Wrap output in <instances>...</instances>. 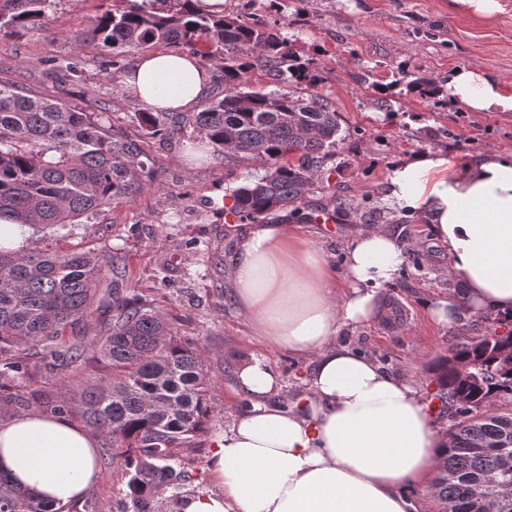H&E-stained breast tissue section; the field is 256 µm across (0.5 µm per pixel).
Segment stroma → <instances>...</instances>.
Wrapping results in <instances>:
<instances>
[{
    "label": "stroma",
    "mask_w": 512,
    "mask_h": 512,
    "mask_svg": "<svg viewBox=\"0 0 512 512\" xmlns=\"http://www.w3.org/2000/svg\"><path fill=\"white\" fill-rule=\"evenodd\" d=\"M102 2L57 0L48 30L0 38V68L16 86L50 94L56 84L48 75L49 60L63 65L81 58L83 76L72 89L75 97L108 104L112 123L134 137L145 106L106 81L111 53L75 46ZM224 13L288 23L294 50L314 62L320 76L316 91L340 116L341 142L327 164L329 179L315 183L304 200L313 218L303 229L329 264L341 267L346 244L362 223L344 216L333 199L366 194L370 207H389L385 228L405 256L398 276L383 290L385 314L370 326L343 328L338 340L373 357L388 373L416 380L440 425H447L448 413L433 397V365L462 338L490 335L497 322L469 312L457 313L451 326L429 320L426 305L459 295L464 283L452 273L446 250L431 239L428 224L393 205L390 178L395 166L417 154H441L462 165L492 146L512 151V112H468L446 103L443 95L450 73L470 62L512 89V4L490 22L450 14L446 0H307L303 5L298 0H224ZM420 77L434 81L440 94L426 97L409 89V82ZM381 95L388 101L384 110L376 105ZM193 116L190 110L175 113L169 136L146 142L161 168L152 188L84 223L30 231L28 242L32 249L87 252L101 261L122 256L136 297L162 311L178 338L202 350L214 379V416L207 433L174 448L190 480L183 488L160 491L162 502L207 485L215 436L231 412L248 404L235 393L236 370L244 359L264 351L292 402L307 395L312 370L311 363L259 348L231 293L228 258L244 226L225 222L224 194L265 170L213 151L191 161L190 152L200 145ZM111 379V368L90 356L63 366L32 358L26 371L7 384L25 396L64 389L77 396L86 385ZM126 481L122 469L102 465L99 480L70 504V512H129Z\"/></svg>",
    "instance_id": "stroma-1"
}]
</instances>
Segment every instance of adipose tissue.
I'll use <instances>...</instances> for the list:
<instances>
[{
	"label": "adipose tissue",
	"instance_id": "adipose-tissue-1",
	"mask_svg": "<svg viewBox=\"0 0 512 512\" xmlns=\"http://www.w3.org/2000/svg\"><path fill=\"white\" fill-rule=\"evenodd\" d=\"M209 71L198 56L150 52L120 80L154 112L184 111L201 99ZM453 105L512 112V92L478 64L448 80ZM390 196L422 216L464 284L427 304L447 324L465 309L512 314V152L488 149L466 165L437 154L397 165ZM403 264L386 230L350 238L336 273L298 224H253L229 257L232 295L256 339L313 364L303 403L270 404L284 385L266 357L239 365L237 392L249 401L214 439L208 485L178 512H427L418 489L435 477L448 433L411 379L385 372L338 342L342 327L375 321L381 291ZM96 441L61 416L32 410L0 420V474L37 498L66 505L98 476Z\"/></svg>",
	"mask_w": 512,
	"mask_h": 512
}]
</instances>
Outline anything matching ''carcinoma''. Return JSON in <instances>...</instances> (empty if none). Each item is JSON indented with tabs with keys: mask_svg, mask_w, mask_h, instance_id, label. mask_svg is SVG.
Here are the masks:
<instances>
[{
	"mask_svg": "<svg viewBox=\"0 0 512 512\" xmlns=\"http://www.w3.org/2000/svg\"><path fill=\"white\" fill-rule=\"evenodd\" d=\"M55 0H0V36L42 30ZM76 39L107 51L176 44L208 46L204 62L224 72V94L193 117L201 140L232 160H258L264 176L234 188L226 212L241 223L266 224L287 212L301 218L304 198L336 155L338 113L316 93L245 91L246 76L262 70L273 83L316 86L311 61L296 54L286 26L251 16H212L193 0H117ZM66 86L82 78L77 62L52 67ZM61 96L15 88L0 76V218L23 227L64 228L129 201L153 186L158 160L142 139L167 134L166 112L139 116L141 137L115 128L106 113ZM112 275V302L94 307L98 287ZM126 271L117 256L98 262L83 252H22L0 246V378L25 367L24 359L56 355L53 341L67 328L88 325L99 314L103 333L87 346L73 344L65 356L90 348L112 368V382L91 385L80 399L45 393L28 397L0 382V404L17 408L39 402L55 414L78 412L105 438L102 453L130 475L132 512H163L158 491L179 487L183 470L171 449L191 441L212 417V377L201 350L177 338L164 313L122 295ZM512 350V331L460 343L436 366L439 399L448 402L451 424L443 464L435 478L440 512H512V368L499 360ZM470 367L464 376L459 367ZM0 512H63L14 487L0 475Z\"/></svg>",
	"mask_w": 512,
	"mask_h": 512,
	"instance_id": "obj_1",
	"label": "carcinoma"
}]
</instances>
